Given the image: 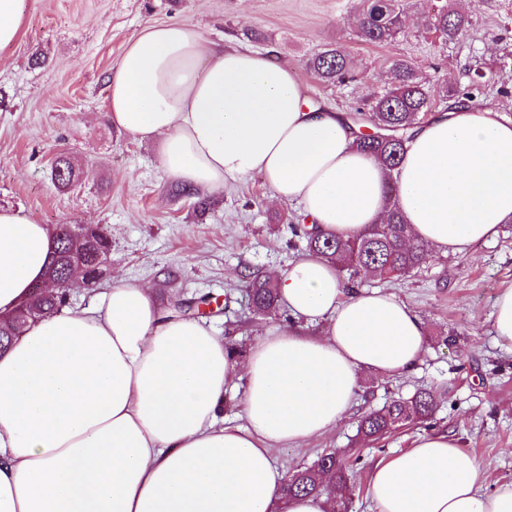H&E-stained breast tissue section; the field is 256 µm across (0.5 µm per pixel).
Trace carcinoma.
<instances>
[{"instance_id": "1", "label": "carcinoma", "mask_w": 512, "mask_h": 512, "mask_svg": "<svg viewBox=\"0 0 512 512\" xmlns=\"http://www.w3.org/2000/svg\"><path fill=\"white\" fill-rule=\"evenodd\" d=\"M355 24L358 37L372 44H384L393 40L403 27L405 15L402 0H356ZM471 25L469 15L455 0H442L431 6L427 15L426 30L445 40H453ZM314 75L324 83H342L349 78L350 59L343 49L330 45L307 62ZM486 73L474 70L470 84L456 93L444 84L439 86L425 82L418 65L408 58H396L388 69V86L384 91L365 97L357 111L346 116L349 121L359 120L356 127H368L375 132L387 129L392 138H377L360 133L356 146L363 152L379 157L389 173H394L402 160L406 144L415 128L427 121L436 106L437 95L448 100L446 109L456 104L478 103L484 93ZM54 180L63 187L70 186L79 172L67 156L58 157L52 168ZM394 179L387 185L388 218L382 224L370 227L364 233L350 239L320 237L297 224L294 233H301L308 248L336 266L345 284L355 287L365 276L382 279H401L426 264L430 250L423 244L411 241L406 235V224L395 203ZM83 229L71 224L56 227V253L49 275L59 282L56 289L39 297H29L25 318L0 320V349L7 350L12 340L25 335L31 323L58 312L69 304V283L66 282L68 263L60 256L73 252ZM248 296L253 310L261 315L276 311L278 307L277 285L272 279L254 274L250 276ZM214 297L180 298L171 304L176 314L196 318L201 307L213 303ZM436 407V399L430 391L417 392L407 401L394 400L383 409L367 414L360 424V432L367 438L379 439L393 433L398 427L429 418ZM331 473L336 484L331 491L333 512H348L351 494L347 463L335 452L322 455L311 467L288 475L281 487V498L319 494L323 489L322 475Z\"/></svg>"}]
</instances>
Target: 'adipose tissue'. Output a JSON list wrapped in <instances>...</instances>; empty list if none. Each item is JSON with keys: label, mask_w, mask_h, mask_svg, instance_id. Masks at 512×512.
<instances>
[{"label": "adipose tissue", "mask_w": 512, "mask_h": 512, "mask_svg": "<svg viewBox=\"0 0 512 512\" xmlns=\"http://www.w3.org/2000/svg\"><path fill=\"white\" fill-rule=\"evenodd\" d=\"M108 89L107 119L158 143L171 175L220 191L260 174L324 237L381 223L390 180L408 234L433 253H466L512 222V119L494 103L416 128L390 177L288 68L181 23L145 28ZM53 251L52 227L0 207V316ZM275 279L289 314L323 330L271 326L242 361L138 283L36 322L0 354V512H329L325 493L282 501L274 450L334 430L364 375L411 372L426 323L392 293L346 291L315 254ZM237 385L247 425L221 426ZM367 494L375 512H512V484L484 491L477 458L445 434L376 465Z\"/></svg>", "instance_id": "ef3b65f1"}]
</instances>
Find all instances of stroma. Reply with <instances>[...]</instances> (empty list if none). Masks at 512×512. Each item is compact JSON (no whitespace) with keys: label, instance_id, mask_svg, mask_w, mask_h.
<instances>
[{"label":"stroma","instance_id":"stroma-1","mask_svg":"<svg viewBox=\"0 0 512 512\" xmlns=\"http://www.w3.org/2000/svg\"><path fill=\"white\" fill-rule=\"evenodd\" d=\"M463 8L472 24L454 41L426 33L424 6L413 0L404 34L373 45L357 36L351 0H27L19 39L0 51V206L52 226L96 224L111 235L106 273L94 289H72V307H88L117 278L149 284L164 306L177 296L212 295L224 311L207 324L230 336L245 359L270 325L288 322L282 309L257 315L245 285L250 274H272L305 253L304 238L290 230L302 210L273 200L253 174L228 182L213 210L198 215L191 198L174 195L158 145L107 121L109 72L142 29L180 22L217 45L269 53L294 72L310 102L333 112H353L363 87L381 90L390 61L405 56L423 80L439 74L452 87H466L475 67L493 72L495 86L483 98L512 115V0H464ZM330 43L348 52L355 81L326 85L308 69ZM61 155L80 172L66 189L51 179ZM168 273L174 281L165 288ZM511 284L512 224L469 253L431 255L403 280L365 278L363 288L391 291L423 318L421 359L408 375L364 377L357 405L335 432L276 451L280 471L338 452L353 470L349 512H373L374 467L420 436L445 433L477 457L483 489L512 483V347L493 331L496 296ZM419 389L438 398L432 419L378 441L358 435L364 414Z\"/></svg>","mask_w":512,"mask_h":512}]
</instances>
